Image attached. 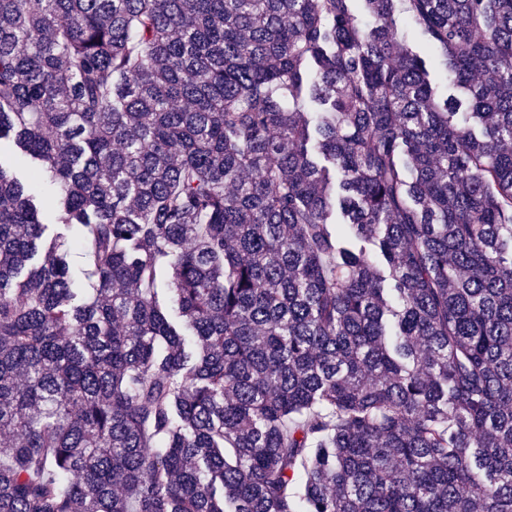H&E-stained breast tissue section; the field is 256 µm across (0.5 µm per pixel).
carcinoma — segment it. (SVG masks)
Returning a JSON list of instances; mask_svg holds the SVG:
<instances>
[{
  "label": "carcinoma",
  "instance_id": "1",
  "mask_svg": "<svg viewBox=\"0 0 512 512\" xmlns=\"http://www.w3.org/2000/svg\"><path fill=\"white\" fill-rule=\"evenodd\" d=\"M10 133L0 512H512V0H0ZM0 164L23 184L33 186L46 202L54 200V187L50 184L49 177L43 175V181L34 182L27 161L6 140H2ZM54 231L55 232H61L66 237V240L70 243L69 246V263H70V269L71 273L74 276V278L80 283L81 288H87L86 287V281L84 280L83 276V269L85 268V259L83 255V251L80 247L72 244L73 240V232L70 230H67L63 226H59V224H55Z\"/></svg>",
  "mask_w": 512,
  "mask_h": 512
}]
</instances>
